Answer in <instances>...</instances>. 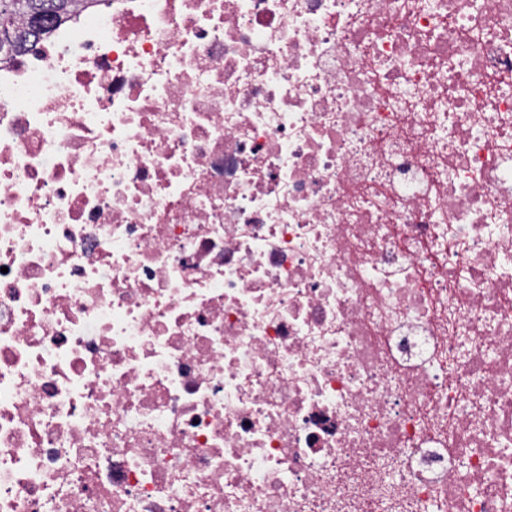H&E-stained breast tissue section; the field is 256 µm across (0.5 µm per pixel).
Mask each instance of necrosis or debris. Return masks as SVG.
I'll return each instance as SVG.
<instances>
[{
  "instance_id": "1",
  "label": "necrosis or debris",
  "mask_w": 512,
  "mask_h": 512,
  "mask_svg": "<svg viewBox=\"0 0 512 512\" xmlns=\"http://www.w3.org/2000/svg\"><path fill=\"white\" fill-rule=\"evenodd\" d=\"M512 512V0H85L0 59V512Z\"/></svg>"
}]
</instances>
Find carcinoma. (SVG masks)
<instances>
[{"label":"carcinoma","instance_id":"cac0c4a2","mask_svg":"<svg viewBox=\"0 0 512 512\" xmlns=\"http://www.w3.org/2000/svg\"><path fill=\"white\" fill-rule=\"evenodd\" d=\"M75 0H10L0 31V52H16L48 34V25L69 15Z\"/></svg>","mask_w":512,"mask_h":512}]
</instances>
